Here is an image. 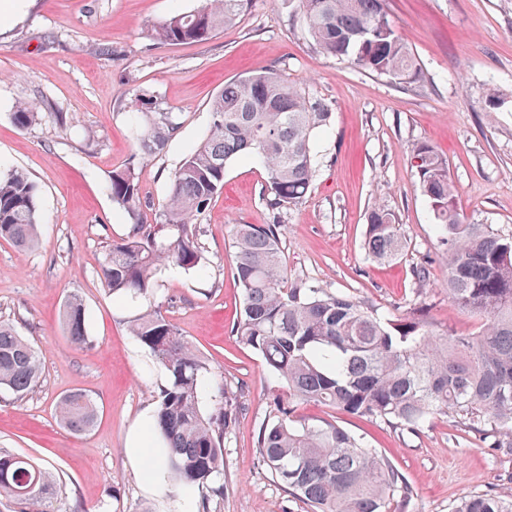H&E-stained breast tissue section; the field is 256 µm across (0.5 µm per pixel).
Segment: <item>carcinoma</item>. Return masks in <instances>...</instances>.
<instances>
[{
  "label": "carcinoma",
  "mask_w": 512,
  "mask_h": 512,
  "mask_svg": "<svg viewBox=\"0 0 512 512\" xmlns=\"http://www.w3.org/2000/svg\"><path fill=\"white\" fill-rule=\"evenodd\" d=\"M248 0H204L191 12L174 13L151 26L162 44L203 43L235 23ZM306 31L323 54L409 89L426 82L414 52L402 38L385 0H299ZM142 124L134 138L141 154L163 149L178 129L176 118L156 112L140 94ZM206 137L170 179L157 224L144 221L140 186L128 166L112 171V202L131 220L127 235L112 242L102 265L104 283L117 296H146L159 267L202 269L191 228L224 186L227 163L238 156L260 159L267 171L264 200L270 224H235L232 244L242 311L230 329L238 343L259 354L274 383L275 413L256 439L258 464L311 507V512H405L412 491L402 474L363 438L331 421L295 416L303 402H318L359 418L415 431L432 416L452 413L490 425V446L512 440V236L484 224H466L458 211L448 160L431 145L411 157L421 193L448 253V298L484 321L476 336L438 333L418 306L408 316L384 318L345 293L307 282L288 283L282 265L280 214L309 191L316 171L313 140L331 113L305 90L288 84L274 66L224 83L210 107ZM40 116L35 102L11 113L27 129ZM37 187L16 170L0 177V239L19 249L39 241ZM367 257L391 263L404 241L396 216L376 206L367 217ZM63 323L76 345L88 341L82 300L69 297ZM165 370L167 383L154 415L165 447L149 468H161L192 491L222 471L224 439L238 415L236 396L179 335L158 308L130 325ZM35 347L0 322V390L23 398L38 384ZM97 406L81 390L59 401L60 423L73 434L88 432ZM48 471L0 448V497L44 508L54 495ZM454 512H512V495L475 494Z\"/></svg>",
  "instance_id": "cac0c4a2"
}]
</instances>
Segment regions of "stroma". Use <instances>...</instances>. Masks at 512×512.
<instances>
[{
    "label": "stroma",
    "instance_id": "stroma-1",
    "mask_svg": "<svg viewBox=\"0 0 512 512\" xmlns=\"http://www.w3.org/2000/svg\"><path fill=\"white\" fill-rule=\"evenodd\" d=\"M201 5L28 0L20 18L0 25V176L27 173L43 219L33 249L0 239V321L38 350L42 367L26 397L0 391V448L52 473V512H309L257 463V433L274 409L272 383L261 357L230 334L241 308L232 227L271 221L260 161L230 160L223 189L199 216L203 271L161 267L149 296L132 299L112 296L102 278L106 250L129 230L108 190L112 171L134 166L143 216L154 220L172 173L206 136L211 100L225 82L274 65L332 114L314 140L309 192L281 214L289 282L347 293L382 312L404 314L422 302L439 332H480L481 320L448 298L445 248L410 164L420 142L447 157L465 222L512 235V0H386L428 78L412 90L320 53L296 0H249L234 26L204 43L151 38L154 23ZM104 41L111 56L96 51ZM492 86L504 102L489 114L482 104ZM140 93L153 95L180 124L148 159L133 136ZM24 100L38 101L41 117L21 130L11 113ZM377 205L398 218L405 241L399 262L365 257L367 215ZM420 265L429 271L424 284L414 274ZM74 294L88 316L90 340L81 346L70 342L61 319ZM153 304L242 406L224 440L223 470L209 481L221 494H187L170 479L149 488L141 480L159 446L153 418L167 377L128 322ZM77 389L99 407L95 426L82 435L57 418L59 400ZM296 414L365 437L411 487L406 512H453L466 495L512 493V447H488L459 418L437 414L411 431L312 402Z\"/></svg>",
    "mask_w": 512,
    "mask_h": 512
}]
</instances>
